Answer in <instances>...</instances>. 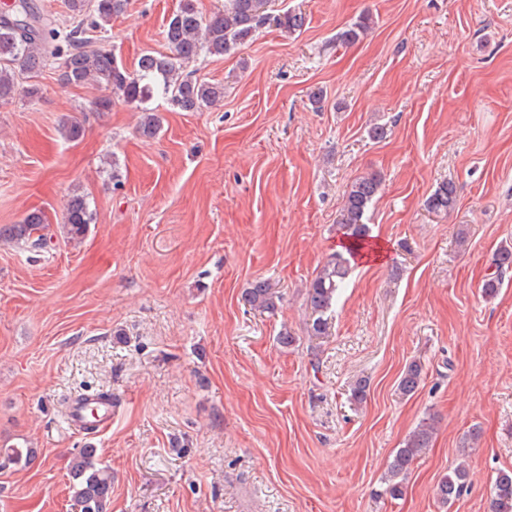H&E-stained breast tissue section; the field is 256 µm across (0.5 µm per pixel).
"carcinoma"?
Wrapping results in <instances>:
<instances>
[{
    "label": "carcinoma",
    "instance_id": "cac0c4a2",
    "mask_svg": "<svg viewBox=\"0 0 512 512\" xmlns=\"http://www.w3.org/2000/svg\"><path fill=\"white\" fill-rule=\"evenodd\" d=\"M269 0H224V9L203 19L197 0H180L163 33L170 52L147 51L137 65L130 69L105 47H93L81 37L77 26L60 35L56 25L34 10L31 0H14L12 10L0 15V101L22 94L29 100L38 98L39 89L20 85V76L44 68L50 60L58 62L62 80L70 85L89 81L103 87L105 94L95 98L91 107L107 112L117 101L144 104L159 93L175 108L183 112H197L209 108L224 98V85L200 80L186 71L189 63L203 55L224 56L247 43L258 29L266 25ZM73 18H89L91 25L100 28L123 13L127 0H66ZM367 15L360 16L337 35V40L350 44L357 41L371 27ZM160 123L151 109L143 110L139 133L144 138L156 136ZM380 180L369 174L353 181L345 190L340 227L349 241L345 253L333 254L306 286L307 304L313 315L310 331L324 336L328 331L325 315L334 303L350 270V259L364 249L369 227L365 214L378 192ZM455 205L452 184H441L427 199L428 209L446 213ZM92 221L88 201L81 194L69 197L65 206L64 227L71 240L81 239ZM43 215L29 213L20 224L8 229V238L17 244L39 252L48 246L50 237ZM496 273L485 279L482 288L487 296L496 294L501 286V273L512 267V248L503 246L496 258ZM249 305L261 312L272 313L277 308L276 291L263 279H256L246 289ZM422 381V366L409 364L400 378V389L410 394ZM435 428L432 421L422 420L409 435L405 445L395 452L389 462L386 487L382 494L392 499L403 496V480L411 463L429 448ZM37 460L34 448H4L0 450V466L9 464L29 466ZM70 491L79 512H109L112 497V470L103 464L95 448H81L69 465ZM469 470L466 464L457 465L436 488V495L444 504L458 500L468 488ZM493 512H512V471L498 472L494 481Z\"/></svg>",
    "mask_w": 512,
    "mask_h": 512
}]
</instances>
